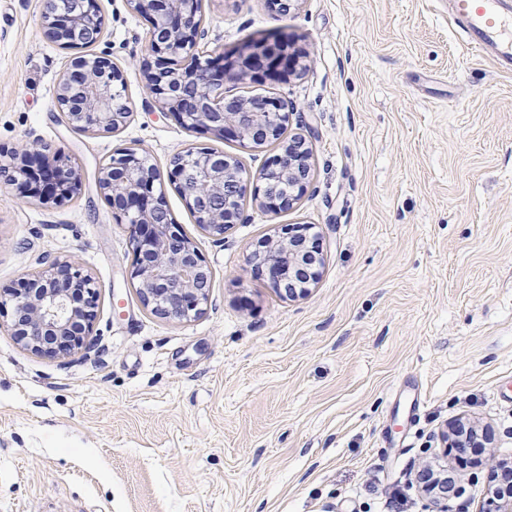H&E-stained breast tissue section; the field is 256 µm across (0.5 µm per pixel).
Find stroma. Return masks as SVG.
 <instances>
[{
	"instance_id": "1",
	"label": "stroma",
	"mask_w": 512,
	"mask_h": 512,
	"mask_svg": "<svg viewBox=\"0 0 512 512\" xmlns=\"http://www.w3.org/2000/svg\"><path fill=\"white\" fill-rule=\"evenodd\" d=\"M88 46L123 72L132 115L114 134L69 126L55 105L74 57L48 40L44 0H0V149L52 145L80 171L60 205L0 178V284L72 256L98 286L92 349L37 355L0 328V512H429L415 476L448 463L459 512H485L488 465L444 457L466 417L512 461V70L467 50L448 0H204L199 50L288 38L299 75L227 85L286 100L312 146L294 208L244 205L215 242L174 185L168 208L211 272L190 321L146 309L128 271L127 224L96 174L115 152L159 166L194 144L254 172L278 153L207 141L162 112L142 68L150 30L128 0H97ZM310 224L324 267L282 297L249 262L282 225ZM420 406L398 410L405 389Z\"/></svg>"
}]
</instances>
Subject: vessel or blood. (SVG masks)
Here are the masks:
<instances>
[{
  "label": "vessel or blood",
  "instance_id": "1",
  "mask_svg": "<svg viewBox=\"0 0 512 512\" xmlns=\"http://www.w3.org/2000/svg\"><path fill=\"white\" fill-rule=\"evenodd\" d=\"M448 20L461 25L470 50L496 65H512V14L502 0H448Z\"/></svg>",
  "mask_w": 512,
  "mask_h": 512
}]
</instances>
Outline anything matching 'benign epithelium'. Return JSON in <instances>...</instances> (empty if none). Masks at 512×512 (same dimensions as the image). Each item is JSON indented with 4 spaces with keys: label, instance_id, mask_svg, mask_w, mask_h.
<instances>
[{
    "label": "benign epithelium",
    "instance_id": "1",
    "mask_svg": "<svg viewBox=\"0 0 512 512\" xmlns=\"http://www.w3.org/2000/svg\"><path fill=\"white\" fill-rule=\"evenodd\" d=\"M45 0L42 25L47 37L61 45L80 47L100 29L92 0ZM132 9L152 19L160 31L149 42L143 59L146 88L164 112L184 127L212 139L235 138L258 148L270 140L280 144L265 168L251 174L240 161L207 146H194L173 157L161 171L143 149L127 148L100 166L98 188L114 213L126 219L134 261L130 280L139 288L144 306L163 318L191 320L209 302L211 272L195 244L185 237L167 211L164 182L178 188L202 232L217 241L232 224L241 222L242 202L251 198L264 211L288 208L305 193L312 149L303 136L281 135L290 121L288 104L266 98L257 111L244 98L224 96V85L249 79L290 76L303 69L305 54L288 51L285 41H261L242 51L209 59L196 53V34L203 19V0H128ZM124 88L121 71L104 56L72 59L56 88V105L68 124L79 131L114 133L126 125L129 107L120 103ZM12 181L31 198L59 204L80 190L81 176L67 158L45 144L25 142L8 153ZM286 189L270 192V180ZM309 224L281 228V236L259 242L250 254L254 272L267 274L273 287L288 298L308 293L319 277L323 255ZM12 308L10 330L18 344L38 354L67 356L91 345L97 317V289L72 258L46 256L39 272L20 287L0 285V313ZM466 420L446 431L451 446L465 450L474 444ZM454 496L430 494L432 512H456ZM492 509L512 512V494L485 487Z\"/></svg>",
    "mask_w": 512,
    "mask_h": 512
}]
</instances>
